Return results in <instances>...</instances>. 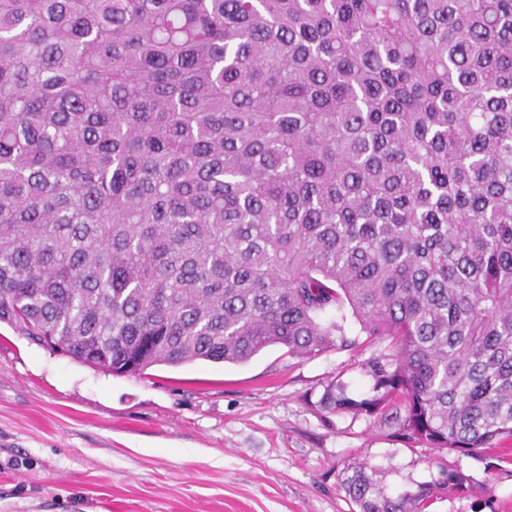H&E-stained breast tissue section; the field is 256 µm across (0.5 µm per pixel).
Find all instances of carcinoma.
<instances>
[{
	"mask_svg": "<svg viewBox=\"0 0 512 512\" xmlns=\"http://www.w3.org/2000/svg\"><path fill=\"white\" fill-rule=\"evenodd\" d=\"M387 349L377 415L512 437V0H0V322L113 376ZM359 512L470 494L438 467Z\"/></svg>",
	"mask_w": 512,
	"mask_h": 512,
	"instance_id": "cac0c4a2",
	"label": "carcinoma"
}]
</instances>
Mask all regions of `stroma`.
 <instances>
[{
    "label": "stroma",
    "mask_w": 512,
    "mask_h": 512,
    "mask_svg": "<svg viewBox=\"0 0 512 512\" xmlns=\"http://www.w3.org/2000/svg\"><path fill=\"white\" fill-rule=\"evenodd\" d=\"M381 344L241 365L196 362L113 376L0 323V512H357L339 472L369 461L390 494L436 476L435 460L491 494L443 495L430 512H512V438L464 455L376 416L320 407L334 381L369 391Z\"/></svg>",
    "instance_id": "stroma-1"
}]
</instances>
